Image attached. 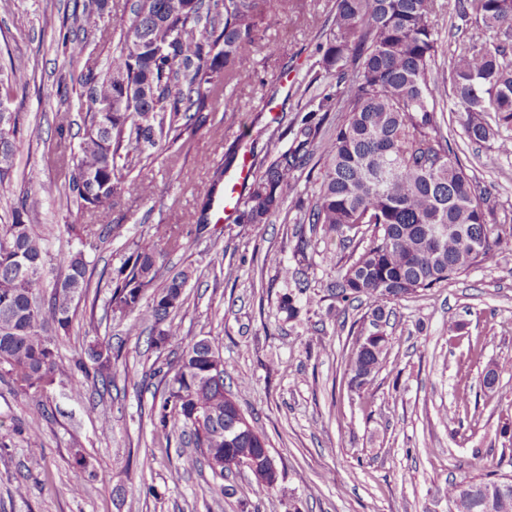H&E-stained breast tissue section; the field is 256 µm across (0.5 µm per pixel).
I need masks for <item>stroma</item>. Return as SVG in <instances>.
I'll list each match as a JSON object with an SVG mask.
<instances>
[{
	"label": "stroma",
	"instance_id": "obj_1",
	"mask_svg": "<svg viewBox=\"0 0 512 512\" xmlns=\"http://www.w3.org/2000/svg\"><path fill=\"white\" fill-rule=\"evenodd\" d=\"M457 0H436L442 46L434 74L446 77L459 43L482 35L465 21ZM134 0H106L98 27L72 19L75 0H0V64L23 59L22 78L0 84L23 135L14 173L0 183V224L25 202L35 223L55 228L48 247L77 250L64 230L90 225L101 239L86 259L94 273L117 272L137 248L156 245V229L178 237L151 289L189 271L186 304L173 315L184 341L207 338L219 346L231 391L249 422L266 438L280 477L272 494L236 471L223 483L194 463L184 427L170 417L156 432L151 405L163 387L151 366L150 321L130 334L131 316L111 313L108 291L79 302L58 353L71 359L90 343L121 347L119 371L108 393L76 397L74 377L57 375L33 398L0 377V512H448L449 481L512 476V372L486 387V372L512 360V155L486 163L484 146L470 142L456 121L453 95L438 111L470 176L489 194L503 239L494 257L469 273L391 303L384 331L386 360L364 390L349 387L347 360L358 336L370 330V303L336 301V271L363 252L369 234L353 240L313 230L304 215L324 167L311 160L265 224L209 221L197 229L198 195L211 166L227 155L269 164L286 151L310 104L335 93L338 78L318 65L335 0H291L259 26L252 63L210 100L209 120L192 137L131 146L124 184L104 214L80 209L63 188L83 135L87 79L104 74L124 40ZM86 44L71 60L64 36ZM70 136L59 141L58 113ZM56 191L41 193L44 184ZM120 224L118 238L103 237ZM307 288L296 318L280 309L294 284ZM42 448L31 455L30 435ZM88 464L80 495L69 491L75 453ZM28 485L18 496V480ZM233 494L221 492V484Z\"/></svg>",
	"mask_w": 512,
	"mask_h": 512
}]
</instances>
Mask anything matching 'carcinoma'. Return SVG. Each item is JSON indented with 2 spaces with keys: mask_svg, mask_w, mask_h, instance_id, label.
Returning <instances> with one entry per match:
<instances>
[{
  "mask_svg": "<svg viewBox=\"0 0 512 512\" xmlns=\"http://www.w3.org/2000/svg\"><path fill=\"white\" fill-rule=\"evenodd\" d=\"M267 2L135 0L126 38L139 42V52L123 44L85 102V131L68 172L78 206L91 212L112 207L123 182L119 160L131 144L175 141L207 123L211 95L249 67ZM460 8L481 20L488 38L459 44L449 78L438 83L431 76L439 53L435 0H336L320 65L327 74L342 71L349 61L355 65L349 87L337 98L344 117L320 141L328 100L309 110L288 150L254 176L236 209L238 224L266 223L282 208L295 172L317 154L324 158L325 175L307 223L346 239L366 224L373 227L369 247L338 271L335 297L339 303L369 299L374 328L387 322L391 302L481 266L501 245L486 198L444 131L437 98L451 91L471 142L489 144L496 155L512 154V143L499 139L494 128L512 122V0H463ZM102 9L103 0H83L74 20L95 27ZM203 13L215 15L204 32L197 30ZM132 82L139 85L138 96L124 101L121 89ZM21 134L20 113L12 112L0 123V182L11 172ZM227 169L213 167L201 191L202 223L224 190ZM436 224L452 231L434 240L428 229ZM65 231L83 246L97 247L84 225L67 224ZM50 234L32 223L23 201L13 208L11 222L0 224V373L26 395L44 394L68 370L80 375L75 395L88 388L100 395L109 391L120 349L100 344L68 366L57 351L76 316L75 301L104 286L111 312H141L152 322L150 345L161 358L155 372L166 378L160 403L153 406L158 425L166 429L173 414L181 419L212 477L224 480L231 473L224 466V422L240 405L224 389V377L208 372L211 358L220 357L218 347L200 339L177 354L169 350L180 341L171 315L186 301L188 273L170 277L144 308V289L156 279L164 250L138 249L117 277L102 273L94 284L84 251L54 257L47 247ZM387 342L384 336L371 345L356 343L349 358L351 387L372 381ZM497 483L511 487L496 494L487 511L483 490ZM466 486L463 492L461 484H448V495L463 497V512H512V477L469 480Z\"/></svg>",
  "mask_w": 512,
  "mask_h": 512,
  "instance_id": "1",
  "label": "carcinoma"
}]
</instances>
